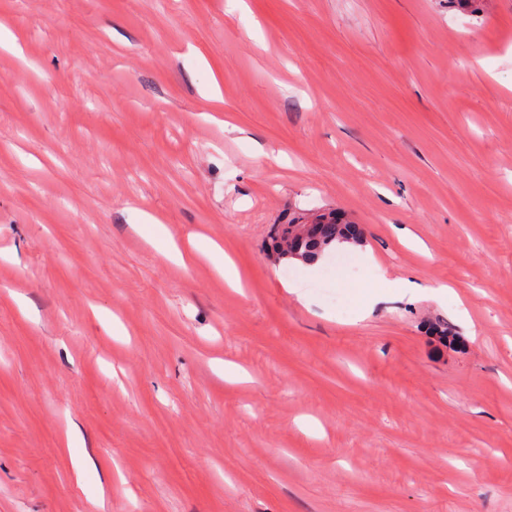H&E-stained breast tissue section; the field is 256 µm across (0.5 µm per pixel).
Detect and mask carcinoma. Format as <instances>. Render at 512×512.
<instances>
[{"label": "carcinoma", "mask_w": 512, "mask_h": 512, "mask_svg": "<svg viewBox=\"0 0 512 512\" xmlns=\"http://www.w3.org/2000/svg\"><path fill=\"white\" fill-rule=\"evenodd\" d=\"M361 238L360 229L354 224H344L329 217L306 234L295 233L294 224H281L271 236L272 251L291 258L304 259L321 251L329 244L347 240L356 243Z\"/></svg>", "instance_id": "cac0c4a2"}]
</instances>
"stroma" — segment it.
Here are the masks:
<instances>
[{"mask_svg": "<svg viewBox=\"0 0 512 512\" xmlns=\"http://www.w3.org/2000/svg\"><path fill=\"white\" fill-rule=\"evenodd\" d=\"M0 25V512H512V0ZM328 211L456 298L369 303L345 248L274 261L273 225Z\"/></svg>", "mask_w": 512, "mask_h": 512, "instance_id": "1", "label": "stroma"}]
</instances>
